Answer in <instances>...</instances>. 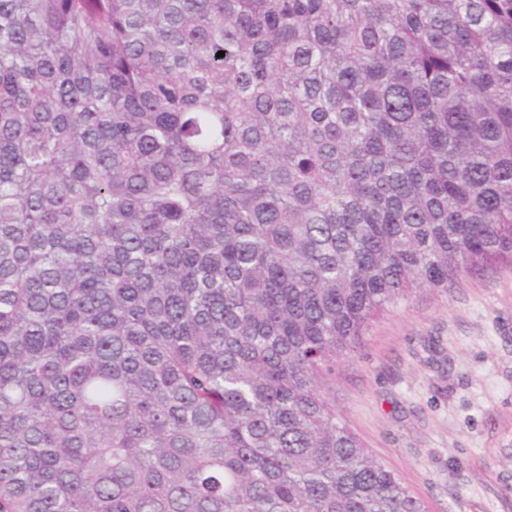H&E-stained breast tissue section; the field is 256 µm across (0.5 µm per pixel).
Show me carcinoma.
<instances>
[{"mask_svg": "<svg viewBox=\"0 0 512 512\" xmlns=\"http://www.w3.org/2000/svg\"><path fill=\"white\" fill-rule=\"evenodd\" d=\"M499 264L512 0H0V512H425L333 368Z\"/></svg>", "mask_w": 512, "mask_h": 512, "instance_id": "carcinoma-1", "label": "carcinoma"}]
</instances>
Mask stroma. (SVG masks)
I'll list each match as a JSON object with an SVG mask.
<instances>
[{"mask_svg": "<svg viewBox=\"0 0 512 512\" xmlns=\"http://www.w3.org/2000/svg\"><path fill=\"white\" fill-rule=\"evenodd\" d=\"M328 399L426 512H512V267L389 307Z\"/></svg>", "mask_w": 512, "mask_h": 512, "instance_id": "stroma-1", "label": "stroma"}]
</instances>
